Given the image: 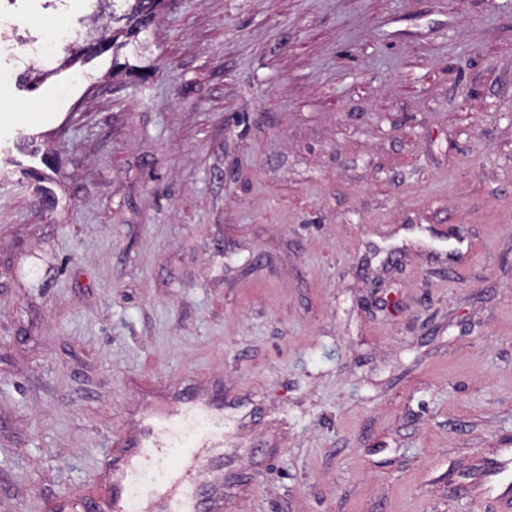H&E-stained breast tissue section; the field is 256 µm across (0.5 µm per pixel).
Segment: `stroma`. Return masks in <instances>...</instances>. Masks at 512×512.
Instances as JSON below:
<instances>
[{"mask_svg":"<svg viewBox=\"0 0 512 512\" xmlns=\"http://www.w3.org/2000/svg\"><path fill=\"white\" fill-rule=\"evenodd\" d=\"M95 0H0L84 42ZM0 84V512L102 490L224 390L198 512H497L512 456V0H167ZM99 2H112V12L108 17L112 20V28L108 25L96 29L95 43L90 50L96 52L112 50V62L131 73L143 71V67L119 62L121 50L129 44L131 37L137 36L142 30L149 28L155 21L159 6L166 0H97ZM125 21L124 25L114 26ZM123 37L124 40H120ZM108 48L104 49L103 46ZM511 458L491 463L472 488L479 497L510 507L512 500Z\"/></svg>","mask_w":512,"mask_h":512,"instance_id":"stroma-1","label":"stroma"}]
</instances>
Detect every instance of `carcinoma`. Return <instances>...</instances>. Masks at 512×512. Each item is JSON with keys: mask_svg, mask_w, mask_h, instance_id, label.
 <instances>
[{"mask_svg": "<svg viewBox=\"0 0 512 512\" xmlns=\"http://www.w3.org/2000/svg\"><path fill=\"white\" fill-rule=\"evenodd\" d=\"M110 2H112V12L108 13L101 9L94 18L99 20L107 16L114 26L104 25L96 29L92 50L100 52L103 46H108V49L112 50V62L115 65L137 73L142 70V67L128 61L120 63L119 55L121 50L129 44L130 38L137 36L154 23L158 8L165 0H110Z\"/></svg>", "mask_w": 512, "mask_h": 512, "instance_id": "obj_1", "label": "carcinoma"}]
</instances>
